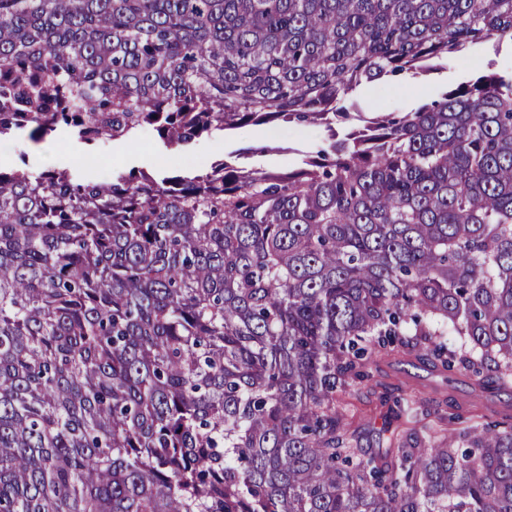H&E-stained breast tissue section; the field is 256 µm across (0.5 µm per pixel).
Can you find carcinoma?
<instances>
[{"instance_id": "1", "label": "carcinoma", "mask_w": 512, "mask_h": 512, "mask_svg": "<svg viewBox=\"0 0 512 512\" xmlns=\"http://www.w3.org/2000/svg\"><path fill=\"white\" fill-rule=\"evenodd\" d=\"M494 37L512 0H0V140L329 132L286 171L0 167V512H512L511 411L416 391L373 449L341 402L396 355L512 386V70L346 106Z\"/></svg>"}]
</instances>
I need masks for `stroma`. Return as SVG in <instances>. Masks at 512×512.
<instances>
[{
    "mask_svg": "<svg viewBox=\"0 0 512 512\" xmlns=\"http://www.w3.org/2000/svg\"><path fill=\"white\" fill-rule=\"evenodd\" d=\"M491 64L499 70L512 69V41L506 39L500 44H490L462 58L449 60L444 69L426 76L388 79L363 85L354 95L355 109L366 113L408 112L437 99L441 91L476 77ZM325 139V131L317 125L271 123L250 126L226 137L203 138L186 149H167L158 142L156 135L145 130L125 143L114 141L101 145L99 151L103 160L99 166L91 168L84 163L87 155L85 146L58 130L40 144L24 137L9 141V154L0 159V165L25 167L35 173L52 168H68L89 181L101 182L110 180L115 173L132 169L171 173L203 168L229 152L262 145L266 152L259 155V163L279 170L294 166L300 151L318 150ZM414 384L426 391L434 390L447 396L448 415L470 416L471 410L465 404L472 389L468 377L457 374L450 378L422 368ZM344 400L347 422L362 447H386L389 434L384 431L383 425L388 421L390 411L388 405L381 402L378 390L359 383L345 394Z\"/></svg>",
    "mask_w": 512,
    "mask_h": 512,
    "instance_id": "obj_1",
    "label": "stroma"
}]
</instances>
